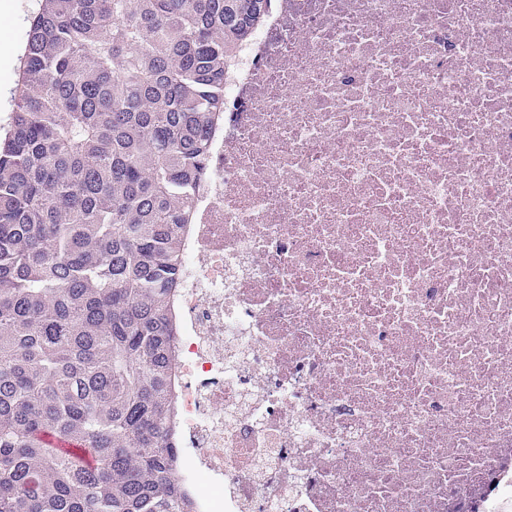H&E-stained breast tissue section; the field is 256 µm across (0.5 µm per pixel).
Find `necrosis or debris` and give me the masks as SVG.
<instances>
[{"instance_id": "necrosis-or-debris-1", "label": "necrosis or debris", "mask_w": 512, "mask_h": 512, "mask_svg": "<svg viewBox=\"0 0 512 512\" xmlns=\"http://www.w3.org/2000/svg\"><path fill=\"white\" fill-rule=\"evenodd\" d=\"M193 211L195 512H512V0H272Z\"/></svg>"}]
</instances>
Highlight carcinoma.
I'll return each mask as SVG.
<instances>
[{"instance_id":"cac0c4a2","label":"carcinoma","mask_w":512,"mask_h":512,"mask_svg":"<svg viewBox=\"0 0 512 512\" xmlns=\"http://www.w3.org/2000/svg\"><path fill=\"white\" fill-rule=\"evenodd\" d=\"M268 0H39L0 136V512H192L178 302Z\"/></svg>"}]
</instances>
